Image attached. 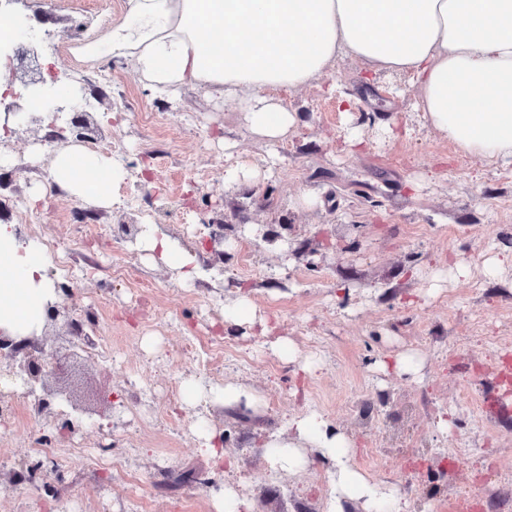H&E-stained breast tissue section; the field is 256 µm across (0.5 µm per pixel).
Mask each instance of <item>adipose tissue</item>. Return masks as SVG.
Listing matches in <instances>:
<instances>
[{
    "mask_svg": "<svg viewBox=\"0 0 512 512\" xmlns=\"http://www.w3.org/2000/svg\"><path fill=\"white\" fill-rule=\"evenodd\" d=\"M83 53L133 61L155 94L204 88L272 147L298 122L278 90L320 81L337 59L354 58L375 73L410 76L417 111L464 151L512 163V0H125L123 16ZM53 176L76 202L105 206L130 172L68 144L55 152ZM143 243L193 281L194 253L151 224ZM51 264L45 246L19 243L12 225L0 224V334L42 330L57 299ZM311 448L328 467L327 512L352 501L365 512H410L395 487L353 466L349 437L321 413L294 417L287 434L264 443L270 467L293 474L306 471Z\"/></svg>",
    "mask_w": 512,
    "mask_h": 512,
    "instance_id": "obj_1",
    "label": "adipose tissue"
}]
</instances>
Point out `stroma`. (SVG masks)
<instances>
[{"mask_svg": "<svg viewBox=\"0 0 512 512\" xmlns=\"http://www.w3.org/2000/svg\"><path fill=\"white\" fill-rule=\"evenodd\" d=\"M27 0L48 14L38 44L45 77L76 86L80 110L97 125L107 158L147 179L119 186L109 206L78 209L66 192L43 190L51 169L47 138L68 124L44 112L38 123L0 138V174L16 194L0 199V224L44 245L68 246L72 265L91 268L77 283L83 300L47 322L37 343L64 346L73 320L98 321L112 340L107 357L82 352L58 368L50 389L71 393L37 413L23 390L0 393V512H216L232 485L251 512H324L326 465L302 474L272 471L263 443L289 419L316 411L351 439L353 462L394 485L413 479V512H512V391L495 386L496 363L512 356V264L487 278L483 264L512 253V163L464 154L424 127L409 76L367 80L360 62L338 60L328 83L281 92L299 115L281 158L253 136L243 113L184 87L167 100L145 87L131 62L85 63L70 53L122 16L125 0ZM356 98L340 111L328 84ZM358 129L364 143L347 151ZM272 169L269 178L228 184L226 169ZM313 203H304V196ZM30 216L16 223L14 202ZM154 224L197 249L199 275L182 286L175 270L126 242L128 225ZM235 247L218 258L207 225ZM468 265V278L453 275ZM250 293L269 320L225 327L224 305ZM291 340L303 373L274 350ZM417 354V376L379 370L380 360ZM227 383L263 398L259 411L201 397L183 385ZM80 404L76 431L60 412ZM451 420L448 433L438 418ZM205 419L223 439V462L204 453L190 426ZM57 466L45 487L13 484L32 463L33 441ZM109 447L121 469L107 472L71 445ZM233 468H226V460Z\"/></svg>", "mask_w": 512, "mask_h": 512, "instance_id": "35a3bbf8", "label": "stroma"}]
</instances>
